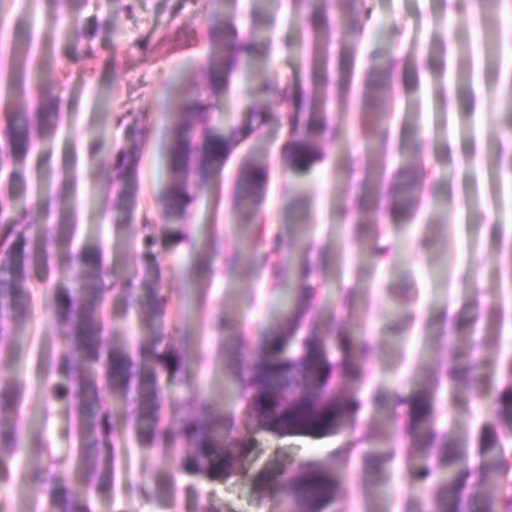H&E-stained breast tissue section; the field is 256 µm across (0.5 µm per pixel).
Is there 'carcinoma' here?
<instances>
[{
	"mask_svg": "<svg viewBox=\"0 0 512 512\" xmlns=\"http://www.w3.org/2000/svg\"><path fill=\"white\" fill-rule=\"evenodd\" d=\"M308 25L300 48L311 55L319 82L315 90L302 98L301 107L292 110L287 119L288 148L282 157V170L294 186L290 206L303 202L301 187L312 172L320 144L338 141L342 129L331 121L332 98L323 87L345 80L347 68L337 61L331 47L348 35L357 38L363 29L360 18L365 13L364 0H342L337 17L325 15L308 0ZM233 13L214 14L210 36L216 43H225L224 55L210 64L207 81L213 94L229 87L241 72L262 68L263 60L252 55V48L270 39V32L253 24L237 37L224 40V30L236 28ZM397 60L379 57L373 64L371 80L365 83L364 96L371 105L363 109L362 117L368 130L386 136L388 127L380 112L383 101L380 92L396 75ZM29 74L20 66L13 74L9 89L25 93ZM277 93L295 102L296 91L289 84H275L268 79L255 81L250 88L252 104L243 113V122L218 125L224 102L205 105L196 111L198 102L191 98L171 100L165 146V168L168 172L161 207L171 221L183 218L187 202L204 189L210 174L223 170L226 153L239 144L244 127L263 123L272 115L258 106L261 98ZM59 106V99L49 90L38 95L34 111L5 115L0 129L4 141L0 155L14 163H25L34 150V133L49 124ZM138 147L122 155L120 169L126 178L120 191L131 189L136 179ZM269 172L267 166L250 157L242 160L236 174L234 207L246 224L260 219ZM419 204L415 176L393 182L390 189L374 200L366 199L356 216L359 224H379L385 215L397 220L414 214ZM65 232V225L47 221L33 224L27 211L15 207L13 196L0 195V319L28 303L24 284L29 280L33 265L49 257L48 247ZM158 239L144 238L140 249L141 271L137 277L141 287L126 289L131 305L147 312L153 319L154 341L150 349L134 353L129 344H117L106 335V306L112 296V285L101 275V247L90 245L78 256L79 269L67 285L54 287L51 309L62 325L58 336L61 352L48 368L44 389L45 407L55 400H65L77 411V434L80 454L86 467V484L90 488L115 486L118 448L116 429L111 412L103 405L101 386L109 388L129 406L133 420L146 421L138 428L143 444L155 446L176 432L187 445L181 459V471L201 479H222L236 474L249 456L246 444L225 434L224 414L215 408L201 406L199 412L185 415L172 423L161 414L164 392L172 385L186 390V401L200 403L187 375V360L172 348L164 331L170 300L161 287V252ZM305 263L296 270V287L288 299V325L280 333L262 338L258 353L241 359L236 381L240 387L242 405L248 415L264 426L276 429L331 432L353 413L356 401L345 390V380L359 373V365L370 356L371 346L363 337H354L341 330L331 337L303 332L316 286L312 284L316 263L314 249L303 246ZM254 265L258 273L279 276L280 266L271 252L260 246L254 249ZM436 396L418 392L400 400L405 405L404 433L433 462L418 472L424 483L436 478L438 492L432 512H472L478 501V512H512V482L508 486L489 487L479 481L472 489L460 482L463 471L470 470L469 455L463 448L448 452V435H438L432 429ZM21 393L13 381H0V487L15 482V459L22 451L23 427L17 419L5 421V416L17 414ZM494 423L498 433L512 435V390L505 391L493 403ZM61 462L57 459L28 474V480L43 489L47 512H91L90 500L57 477ZM340 480L319 466H306L285 478L277 472L266 475V486L277 489L286 485L292 512H335Z\"/></svg>",
	"mask_w": 512,
	"mask_h": 512,
	"instance_id": "1",
	"label": "carcinoma"
}]
</instances>
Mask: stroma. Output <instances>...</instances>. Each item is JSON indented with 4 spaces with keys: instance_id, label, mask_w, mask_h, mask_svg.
Returning a JSON list of instances; mask_svg holds the SVG:
<instances>
[{
    "instance_id": "stroma-1",
    "label": "stroma",
    "mask_w": 512,
    "mask_h": 512,
    "mask_svg": "<svg viewBox=\"0 0 512 512\" xmlns=\"http://www.w3.org/2000/svg\"><path fill=\"white\" fill-rule=\"evenodd\" d=\"M373 23L347 54L348 83L335 86L333 120L343 143H326L306 183L301 223H286L291 184L281 172L285 126L259 127L213 175L189 207L186 236L167 223L160 205L168 132L169 90L198 93L216 46L209 19L224 0H11L0 16V73L37 61L42 87L58 96L55 126L36 136L26 165L5 162L0 190L26 196L29 219L41 223L42 200L59 199L54 216L74 226L36 266L25 288L26 309L8 325L15 337L0 345V379L22 387L19 415L29 439L17 465L29 471L61 460L58 475L84 489L76 454L73 408L44 406V376L59 352L51 286L68 282L89 244L103 248L112 281L107 305L115 342L152 341L146 314L128 308L123 290L139 268L143 224L161 241L163 286L170 297L165 331L185 353L200 395L223 411L249 460L232 477L198 481L178 472L182 440L143 445L127 423L122 401L104 394L119 448L116 485L91 492L93 512H286L284 493L264 487L263 470L293 473L315 463L340 478L339 512H429L435 483L416 474L425 464L403 431L398 398L436 390L435 428L468 449L471 467L487 482L512 474L495 469L481 449L493 429L490 405L512 387V25L483 20L481 0H371ZM239 27L266 25L274 44L254 55L268 59L264 74L304 90L314 65L295 50L307 28L305 0H238ZM75 16L80 41L65 38L59 21ZM398 60L385 93L389 139L364 134L359 113L370 58ZM112 148L97 149L93 131ZM139 142L136 184L119 191V152ZM413 142L420 196L427 204L409 221L360 224L367 192L387 189L403 143ZM272 170L262 225L241 223L234 209V174L248 152ZM223 240L213 256L211 236ZM260 238L283 268L278 286L254 272L246 243ZM315 244L321 287L307 326L339 327L373 347L351 391L360 402L354 426L335 432L278 431L252 421L233 395L236 363L245 347L283 323L281 301L295 286L302 241ZM388 248L371 255L372 245ZM478 364L475 378L439 382L443 372Z\"/></svg>"
}]
</instances>
